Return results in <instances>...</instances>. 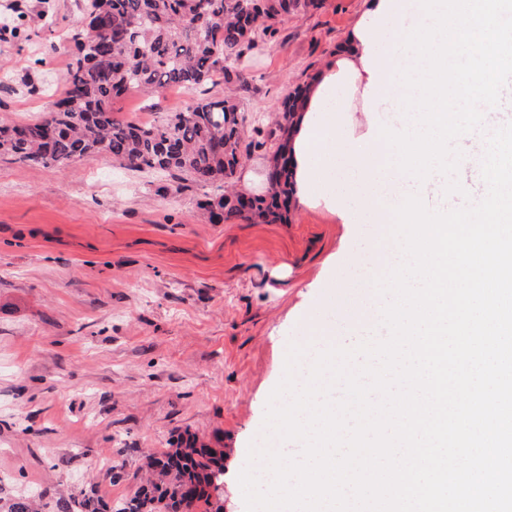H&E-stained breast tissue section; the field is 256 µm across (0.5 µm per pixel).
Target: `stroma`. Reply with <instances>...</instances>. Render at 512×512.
I'll return each mask as SVG.
<instances>
[{"label": "stroma", "mask_w": 512, "mask_h": 512, "mask_svg": "<svg viewBox=\"0 0 512 512\" xmlns=\"http://www.w3.org/2000/svg\"><path fill=\"white\" fill-rule=\"evenodd\" d=\"M86 0H0V118L46 115L63 92ZM363 0L288 16L245 72L238 98L270 124L284 98L342 44ZM182 89L127 93L120 116L151 122L187 107ZM512 121V83L481 132L455 146L480 200L470 152ZM202 192L92 155L67 169L0 158V503L28 492L136 496L142 457L195 435L224 451V512H246L238 474L262 436L289 344L348 327L357 230L319 210L284 224L208 221Z\"/></svg>", "instance_id": "1"}]
</instances>
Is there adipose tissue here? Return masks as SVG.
<instances>
[{"mask_svg": "<svg viewBox=\"0 0 512 512\" xmlns=\"http://www.w3.org/2000/svg\"><path fill=\"white\" fill-rule=\"evenodd\" d=\"M405 11V0H364L334 59L311 81L289 135L298 206L343 224L378 225L388 223L393 199L413 191V180L396 169L378 173L385 144L369 135L376 113L403 92L393 71L402 59L393 32Z\"/></svg>", "mask_w": 512, "mask_h": 512, "instance_id": "1", "label": "adipose tissue"}]
</instances>
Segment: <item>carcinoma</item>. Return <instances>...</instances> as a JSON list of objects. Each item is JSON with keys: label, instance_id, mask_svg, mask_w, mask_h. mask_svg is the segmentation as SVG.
<instances>
[{"label": "carcinoma", "instance_id": "carcinoma-1", "mask_svg": "<svg viewBox=\"0 0 512 512\" xmlns=\"http://www.w3.org/2000/svg\"><path fill=\"white\" fill-rule=\"evenodd\" d=\"M321 0H88L86 25L72 35L76 54L63 77L65 90L46 116L0 121V156L25 165L66 168L107 154L132 171L167 174L204 189L201 209L220 223L234 217L261 224L287 221L293 166L288 134L305 88L282 102L268 172L271 191L245 208L233 182L242 164L247 122L235 91L244 85L245 56L261 49L286 16L317 8ZM224 79V95L198 100L150 123L116 116L114 101L138 89L195 90ZM151 478L117 507L93 497L61 498L57 512H223V451L188 437L161 455L146 457ZM6 512H37L32 495Z\"/></svg>", "mask_w": 512, "mask_h": 512}]
</instances>
